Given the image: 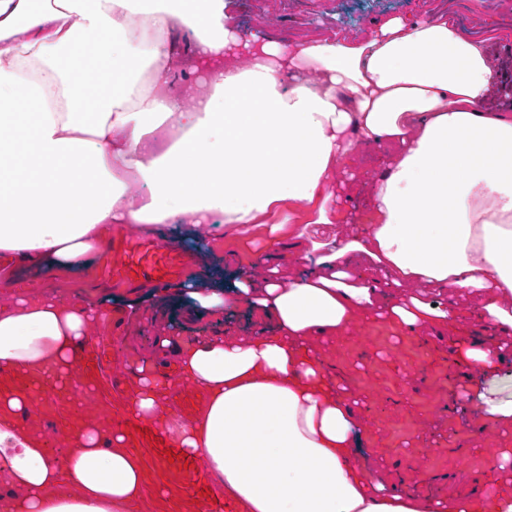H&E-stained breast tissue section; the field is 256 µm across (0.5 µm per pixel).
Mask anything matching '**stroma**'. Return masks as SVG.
Masks as SVG:
<instances>
[{
	"label": "stroma",
	"instance_id": "1",
	"mask_svg": "<svg viewBox=\"0 0 512 512\" xmlns=\"http://www.w3.org/2000/svg\"><path fill=\"white\" fill-rule=\"evenodd\" d=\"M241 31L278 39L316 35L359 39L377 23L394 16L453 19L465 36L488 40L489 64L500 78L512 76V25L499 19L502 0H227ZM386 156L363 149L351 190L354 206L369 205ZM216 235L240 245L260 246L265 228L254 224H212L193 228L169 225L162 243L198 254L203 268L224 286L237 271L223 252L210 251ZM188 279L170 282L139 302L136 288H96L109 299L112 314L97 326L105 346L93 379L98 412L121 413L129 396L130 369L136 361L156 358L155 337L171 332L196 336L212 330L229 336H254L267 325L260 312L242 306L222 316L210 314L190 295ZM455 331L419 327L410 331L386 320L358 323L345 339L322 344L319 355L342 372L360 402L356 409L367 429L371 454L361 467L421 495L443 497L459 492H496L494 455L512 447V430L493 427L488 412L512 407V366L487 375L477 367L455 364L452 340L485 336L484 323L461 303Z\"/></svg>",
	"mask_w": 512,
	"mask_h": 512
}]
</instances>
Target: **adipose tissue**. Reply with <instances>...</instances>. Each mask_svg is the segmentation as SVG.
I'll return each instance as SVG.
<instances>
[{
	"mask_svg": "<svg viewBox=\"0 0 512 512\" xmlns=\"http://www.w3.org/2000/svg\"><path fill=\"white\" fill-rule=\"evenodd\" d=\"M226 0H0V374L23 377L0 399V487L15 512H127L150 488L143 461L92 417L55 457L21 423L45 376L70 373L71 352L111 314L97 298L14 287V266L61 275L101 259L112 235L170 224H264L293 214L289 244L270 237L236 255L224 289L204 274L193 298L213 313L247 304L267 331L237 340L160 336L201 404L190 420L162 410L169 377L151 361L132 370L127 412L155 424L238 512H512V448L498 449L503 491L423 498L356 462L362 422L315 344L380 315L410 327L453 326L455 296L477 302L487 337L459 360L494 372L512 360V110H491L496 75L487 41L448 19L386 18L358 40L291 43L240 36ZM194 39L202 86L172 95L181 35ZM99 49L111 92H91L76 66ZM148 71L152 89L132 80ZM317 81H310L309 73ZM365 146L389 165L358 211L344 202ZM335 190H328V183ZM348 224L316 241L311 223ZM302 270L279 278L288 262ZM265 265L270 275L250 276ZM425 284L432 304L403 297Z\"/></svg>",
	"mask_w": 512,
	"mask_h": 512,
	"instance_id": "obj_1",
	"label": "adipose tissue"
}]
</instances>
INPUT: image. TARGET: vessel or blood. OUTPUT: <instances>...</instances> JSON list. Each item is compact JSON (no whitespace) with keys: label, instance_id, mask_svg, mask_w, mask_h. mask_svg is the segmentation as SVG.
Returning a JSON list of instances; mask_svg holds the SVG:
<instances>
[{"label":"vessel or blood","instance_id":"1","mask_svg":"<svg viewBox=\"0 0 512 512\" xmlns=\"http://www.w3.org/2000/svg\"><path fill=\"white\" fill-rule=\"evenodd\" d=\"M197 268L196 257L161 241L130 232L114 240L104 273L115 285L156 291L165 288L169 280L188 275ZM166 400L178 417L186 419L195 409L198 393L191 384L181 381L171 385ZM157 446L162 450L158 457L162 468L172 474L184 472L185 476L191 478L196 491H203V472L200 467L180 469L178 464L169 463L167 455H164L165 441H158Z\"/></svg>","mask_w":512,"mask_h":512}]
</instances>
